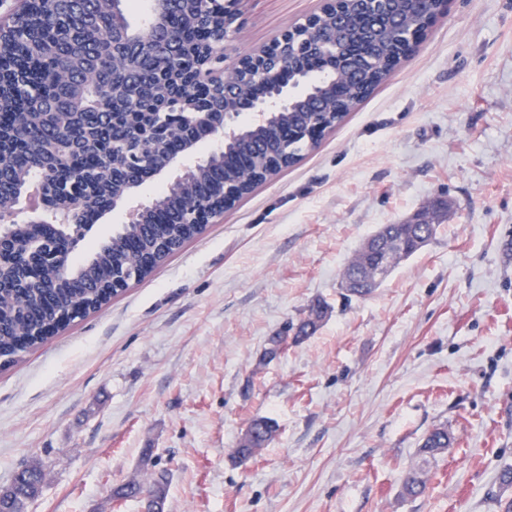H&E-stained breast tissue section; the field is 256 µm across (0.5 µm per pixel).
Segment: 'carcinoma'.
Wrapping results in <instances>:
<instances>
[{"label": "carcinoma", "mask_w": 512, "mask_h": 512, "mask_svg": "<svg viewBox=\"0 0 512 512\" xmlns=\"http://www.w3.org/2000/svg\"><path fill=\"white\" fill-rule=\"evenodd\" d=\"M113 0H24L22 11L3 28L0 41V214L15 208L18 186L34 174L43 181L44 201L52 208L74 210L78 228L87 230L107 208L109 198L129 183H145L149 170L180 148L179 135L156 136L153 126L161 105L171 110L190 95L220 105L217 89L196 79L209 61L212 39L224 19L223 0H171L163 25L172 56L142 51L125 64L115 62L113 34L129 27L116 18ZM344 26L336 30L342 57L365 56L392 68L402 60L401 40L419 23L408 0H387L375 13L358 3L344 5ZM382 67V68H384ZM382 68L367 64L353 84L331 89L332 121L340 124L349 112L384 80ZM295 118L280 116L270 127L247 139L227 144L222 158L195 177L196 186L180 194L164 188L158 205L144 222L120 224L91 252L75 254L70 229L56 224H14L0 243V361L11 364L47 341L37 335L53 321L62 331L74 321L108 304L121 291L112 286L115 271L133 266L143 279L205 226L188 218L205 202L220 203L221 192L235 199L249 195L266 174L293 165L304 148L296 138ZM408 233L404 224H386L380 235L393 239L390 265L418 252L402 251L394 240ZM53 246V259L39 264L32 250ZM70 268L62 279L58 267ZM359 276L348 289L359 298L380 285L378 263L354 261L343 279ZM326 304L317 301L301 321L294 341L313 335ZM276 432L267 418L252 420L236 454L247 458L264 447ZM452 437L443 426L425 435L420 453L434 457L448 451ZM39 467L15 476L17 494L25 497L40 484ZM158 479L116 490L122 499H140Z\"/></svg>", "instance_id": "obj_1"}]
</instances>
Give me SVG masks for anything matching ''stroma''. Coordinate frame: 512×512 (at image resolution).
Masks as SVG:
<instances>
[{
	"label": "stroma",
	"mask_w": 512,
	"mask_h": 512,
	"mask_svg": "<svg viewBox=\"0 0 512 512\" xmlns=\"http://www.w3.org/2000/svg\"><path fill=\"white\" fill-rule=\"evenodd\" d=\"M321 0H242L227 58ZM448 200L431 241L346 298L366 238ZM328 313L273 360L268 337ZM277 425L243 463L248 424ZM448 452L422 460L433 427ZM28 512H111L169 480L166 512H504L512 488V0L447 11L295 166L100 311L0 367V487ZM421 470L422 496L403 494ZM327 306L324 302L318 300L310 309L308 316L301 321L296 336H294L295 342H301L313 335L322 320L324 309Z\"/></svg>",
	"instance_id": "obj_1"
}]
</instances>
